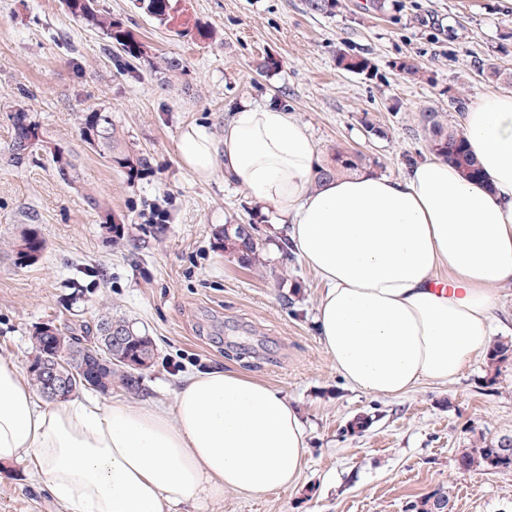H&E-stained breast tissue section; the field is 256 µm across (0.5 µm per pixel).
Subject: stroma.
Wrapping results in <instances>:
<instances>
[{"instance_id": "35a3bbf8", "label": "stroma", "mask_w": 512, "mask_h": 512, "mask_svg": "<svg viewBox=\"0 0 512 512\" xmlns=\"http://www.w3.org/2000/svg\"><path fill=\"white\" fill-rule=\"evenodd\" d=\"M158 53L181 56L187 72L168 89L148 67L117 73L103 41L60 0H0V359L26 367L36 326L84 335L106 313L145 329L157 346L134 404L173 403L182 376L233 367L281 390L308 432L307 464L296 487L252 500L185 504L181 512H405L442 491L450 512H512V470H464L461 453L480 438H512V354L480 356L451 383H422L385 398L353 391L321 346L314 316L316 276L287 250L223 171L206 181L180 161L190 123L223 135L240 102L276 104L306 124L320 165L337 148L370 158L372 172L400 177L429 153L421 110L459 124L469 101L512 85L488 67L512 69V0H341L332 15H310L303 0H178L177 23L209 25L214 38L179 37L136 8L101 0ZM372 60L370 75L340 70L339 54ZM278 69L259 72L265 57ZM418 65L423 78L396 64ZM22 103L48 141L70 150L83 180L62 182L48 151L7 161L10 108ZM112 112L129 149L151 166L136 179L80 136L85 110ZM96 192L103 210L85 202ZM157 204L163 224L143 214ZM117 226L108 232L103 211ZM249 224L262 264L239 265L217 233ZM46 242L35 264L18 262L25 230ZM365 419L351 431L356 419ZM0 512H58L28 461L0 466Z\"/></svg>"}]
</instances>
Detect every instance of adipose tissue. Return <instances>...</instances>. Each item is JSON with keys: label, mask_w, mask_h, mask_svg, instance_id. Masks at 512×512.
<instances>
[{"label": "adipose tissue", "mask_w": 512, "mask_h": 512, "mask_svg": "<svg viewBox=\"0 0 512 512\" xmlns=\"http://www.w3.org/2000/svg\"><path fill=\"white\" fill-rule=\"evenodd\" d=\"M461 129L480 180L431 155L398 178L317 182L308 127L247 101L223 138L186 125L179 151L200 178L223 169L320 277L316 329L340 377L395 398L447 384L489 352L512 281V93L469 103ZM307 451L287 397L235 369L185 376L171 406L49 403L0 360V464L27 458L62 512H169L228 491L258 499L295 486Z\"/></svg>", "instance_id": "ef3b65f1"}]
</instances>
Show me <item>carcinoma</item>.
Here are the masks:
<instances>
[{
    "label": "carcinoma",
    "mask_w": 512,
    "mask_h": 512,
    "mask_svg": "<svg viewBox=\"0 0 512 512\" xmlns=\"http://www.w3.org/2000/svg\"><path fill=\"white\" fill-rule=\"evenodd\" d=\"M175 0H136L137 8L143 10L149 17L163 25H171L175 20ZM65 12L72 18L83 22L86 26L101 34L107 51H115L114 61L120 68H129L135 64L144 63L149 68L161 74L162 84L169 83L172 78L186 74L185 61L176 55L158 56L152 52V47L139 38L134 32L112 19V14L100 7L99 0H62ZM306 11L313 15L336 12L340 0H304ZM337 67L356 73H368L373 70L372 61L364 57L341 54L337 58ZM12 136L9 161L21 165L27 155L16 150V144L27 142L28 151L37 147L48 150L55 163L59 178L67 183L79 181L78 166L72 161L65 148L46 140L41 128L29 118L26 109L19 103L12 106L11 113ZM419 122L428 132V149L446 158L454 164L464 176L477 180L480 177L479 163L468 148L467 142L456 128L444 124L439 113L430 109L419 114ZM81 136L84 142L93 150L102 154L109 162L117 164L126 170L128 177L133 179L142 171L150 168V159L144 154H136L122 147L120 135L112 119V111L106 108H90L83 113ZM365 157L346 150H336V168L318 169V180L331 179L345 171L359 168ZM224 252L233 255L239 264L251 267L258 260L263 243L253 234L245 237L238 233V225L232 224L222 231L220 237ZM46 249V243L37 233L28 230L16 243L18 259L24 263H37ZM114 328L126 331L128 336L125 353L138 361L141 368L137 369L123 364L114 366L111 370L103 369L99 364L91 362L75 368L81 388L92 386L101 379L107 382H118L127 392L139 388L140 369L154 363L155 345L153 339L140 332L132 323L110 315L98 318L94 325L96 335H102L103 330ZM459 464L464 469L480 468L484 471L512 470V455L503 456L499 453V443L494 440L481 439L472 448L463 453Z\"/></svg>",
    "instance_id": "cac0c4a2"
}]
</instances>
